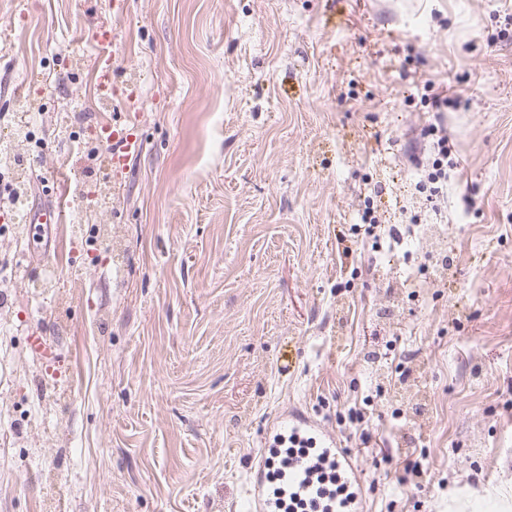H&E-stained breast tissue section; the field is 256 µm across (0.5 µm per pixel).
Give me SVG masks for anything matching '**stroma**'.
<instances>
[{
	"label": "stroma",
	"instance_id": "35a3bbf8",
	"mask_svg": "<svg viewBox=\"0 0 512 512\" xmlns=\"http://www.w3.org/2000/svg\"><path fill=\"white\" fill-rule=\"evenodd\" d=\"M509 11L0 0V141L37 139L0 215V512H239L295 406L361 467L367 512H512ZM437 93L460 166L431 208L412 159ZM115 122L143 143L117 172ZM368 207L400 245L357 231ZM417 221L446 238L440 279ZM96 49V76L97 87L99 90H105L107 97L112 99V46L109 41L97 40Z\"/></svg>",
	"mask_w": 512,
	"mask_h": 512
}]
</instances>
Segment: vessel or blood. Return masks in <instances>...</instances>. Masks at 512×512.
Returning a JSON list of instances; mask_svg holds the SVG:
<instances>
[{"label":"vessel or blood","mask_w":512,"mask_h":512,"mask_svg":"<svg viewBox=\"0 0 512 512\" xmlns=\"http://www.w3.org/2000/svg\"><path fill=\"white\" fill-rule=\"evenodd\" d=\"M96 76L99 90L112 88V46L96 41ZM103 131L113 163H120L141 148L132 134L114 125ZM274 446L295 444L298 451L289 457L280 476H273L267 461H260L250 474L247 512H283L287 503H304L312 512H365L362 475L353 459L340 447L335 436L318 423L297 413L279 415L273 423ZM335 465L342 495H334L317 481L323 467Z\"/></svg>","instance_id":"b4317fda"}]
</instances>
